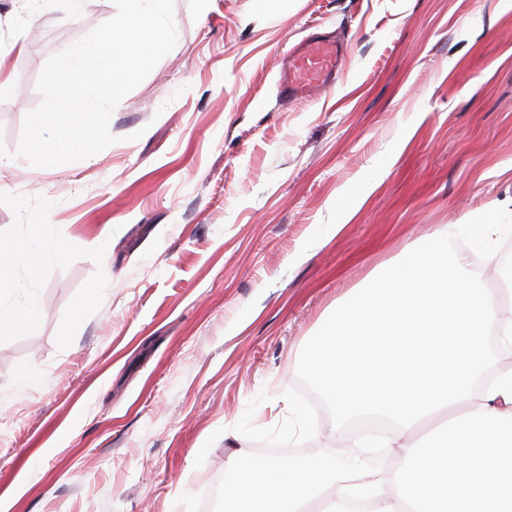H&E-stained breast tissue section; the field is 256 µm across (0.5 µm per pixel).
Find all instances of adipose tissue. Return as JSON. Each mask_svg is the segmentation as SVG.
I'll return each mask as SVG.
<instances>
[{"instance_id": "adipose-tissue-1", "label": "adipose tissue", "mask_w": 512, "mask_h": 512, "mask_svg": "<svg viewBox=\"0 0 512 512\" xmlns=\"http://www.w3.org/2000/svg\"><path fill=\"white\" fill-rule=\"evenodd\" d=\"M66 255V242L49 236L43 228L25 238L0 239V337L35 327L39 318L36 294L42 266L47 260L59 261ZM21 265L28 270V286L21 300L4 303V296L15 291L14 271Z\"/></svg>"}]
</instances>
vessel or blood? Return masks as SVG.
<instances>
[{
  "label": "vessel or blood",
  "mask_w": 512,
  "mask_h": 512,
  "mask_svg": "<svg viewBox=\"0 0 512 512\" xmlns=\"http://www.w3.org/2000/svg\"><path fill=\"white\" fill-rule=\"evenodd\" d=\"M342 57V48L332 37L317 34L304 38L289 52L279 80L281 95L290 101L302 100L335 83Z\"/></svg>",
  "instance_id": "b4317fda"
}]
</instances>
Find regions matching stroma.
<instances>
[{
    "instance_id": "stroma-1",
    "label": "stroma",
    "mask_w": 512,
    "mask_h": 512,
    "mask_svg": "<svg viewBox=\"0 0 512 512\" xmlns=\"http://www.w3.org/2000/svg\"><path fill=\"white\" fill-rule=\"evenodd\" d=\"M115 14L0 0V39L24 43L0 236L44 224L68 245L36 326L0 338V512H203L259 449L235 424L252 402L256 426L287 417L339 301L512 199V0H174L177 44L114 109L116 143L32 166L16 150L47 59ZM318 28L344 39V75L285 102L282 61Z\"/></svg>"
}]
</instances>
